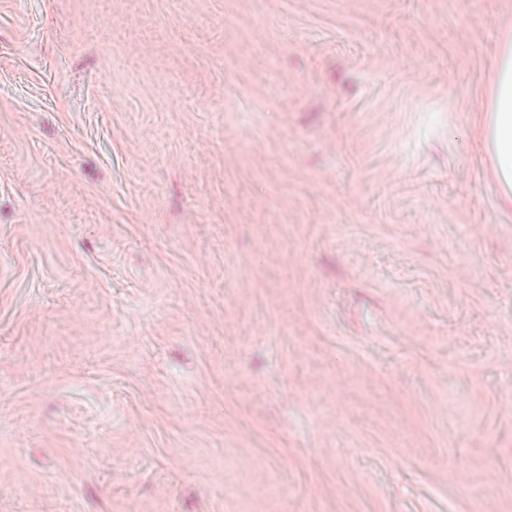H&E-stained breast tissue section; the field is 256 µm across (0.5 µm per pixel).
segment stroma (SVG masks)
<instances>
[{"instance_id": "35a3bbf8", "label": "stroma", "mask_w": 512, "mask_h": 512, "mask_svg": "<svg viewBox=\"0 0 512 512\" xmlns=\"http://www.w3.org/2000/svg\"><path fill=\"white\" fill-rule=\"evenodd\" d=\"M512 0H0V512H512ZM482 131L499 198L512 207V35L502 36L485 109Z\"/></svg>"}]
</instances>
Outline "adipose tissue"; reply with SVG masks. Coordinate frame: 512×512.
Returning a JSON list of instances; mask_svg holds the SVG:
<instances>
[{
  "label": "adipose tissue",
  "mask_w": 512,
  "mask_h": 512,
  "mask_svg": "<svg viewBox=\"0 0 512 512\" xmlns=\"http://www.w3.org/2000/svg\"><path fill=\"white\" fill-rule=\"evenodd\" d=\"M483 139L501 202L512 207V35H503L482 115Z\"/></svg>",
  "instance_id": "adipose-tissue-1"
}]
</instances>
